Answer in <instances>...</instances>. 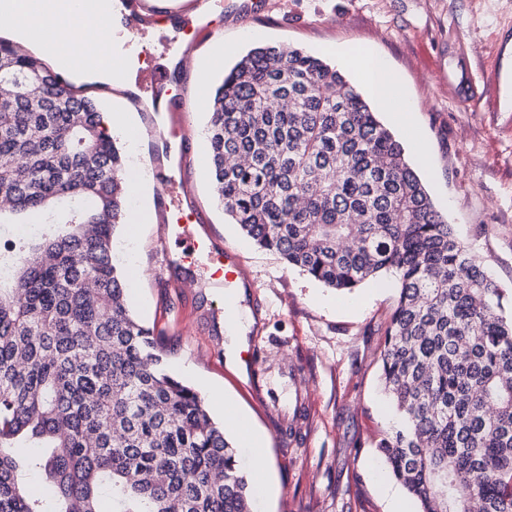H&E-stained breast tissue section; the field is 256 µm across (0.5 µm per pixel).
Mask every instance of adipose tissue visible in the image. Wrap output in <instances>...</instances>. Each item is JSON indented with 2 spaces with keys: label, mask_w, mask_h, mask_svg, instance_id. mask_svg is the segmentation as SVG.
<instances>
[{
  "label": "adipose tissue",
  "mask_w": 512,
  "mask_h": 512,
  "mask_svg": "<svg viewBox=\"0 0 512 512\" xmlns=\"http://www.w3.org/2000/svg\"><path fill=\"white\" fill-rule=\"evenodd\" d=\"M89 13L95 17L99 34L85 32ZM111 24L110 0H46L40 18H31L24 2L0 17V32L9 34L19 52L40 51L67 67L73 77L125 86L137 58L123 50L122 39L103 36V29ZM360 70L386 111H410V103L398 91L395 74L382 60L362 56Z\"/></svg>",
  "instance_id": "adipose-tissue-1"
}]
</instances>
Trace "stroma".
<instances>
[{
    "label": "stroma",
    "mask_w": 512,
    "mask_h": 512,
    "mask_svg": "<svg viewBox=\"0 0 512 512\" xmlns=\"http://www.w3.org/2000/svg\"><path fill=\"white\" fill-rule=\"evenodd\" d=\"M287 43L328 58L357 87L361 75L343 52L385 60L411 104L408 117L381 113L401 140L437 209L458 238L504 290L512 314V91L487 89L483 74L497 64L512 76V0H224V9L188 40L183 55L224 59L203 81L222 78L251 48ZM177 74L179 100L168 115L190 146L162 165L185 184L184 201L197 214V232L211 231L247 274L241 302L255 320L247 337L249 374L224 357V291L204 287L212 268L197 256L187 269H163L159 224L121 231L115 246L138 274L129 285L133 312L168 341V366L205 398L224 421L232 407L264 439L266 470L254 469L255 512H393L392 480L374 445L399 417L382 391L376 349L398 293L387 272L350 292L324 287L286 268L281 257L255 246L231 224L214 198L209 155L201 136L209 115L196 105L197 79L158 57ZM102 112L123 107L137 126L127 145L128 177L145 178L155 116L143 90L95 83ZM428 145L419 157L412 133ZM305 411L302 438L284 431Z\"/></svg>",
    "instance_id": "1"
}]
</instances>
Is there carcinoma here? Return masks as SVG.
<instances>
[{
  "mask_svg": "<svg viewBox=\"0 0 512 512\" xmlns=\"http://www.w3.org/2000/svg\"><path fill=\"white\" fill-rule=\"evenodd\" d=\"M3 84L0 224L73 213L0 252V512H252L231 433L128 307L124 155L95 97L0 38ZM207 93L216 198L244 234L337 291L397 275L390 474L419 512H512V318L400 141L299 49H251Z\"/></svg>",
  "mask_w": 512,
  "mask_h": 512,
  "instance_id": "cac0c4a2",
  "label": "carcinoma"
}]
</instances>
